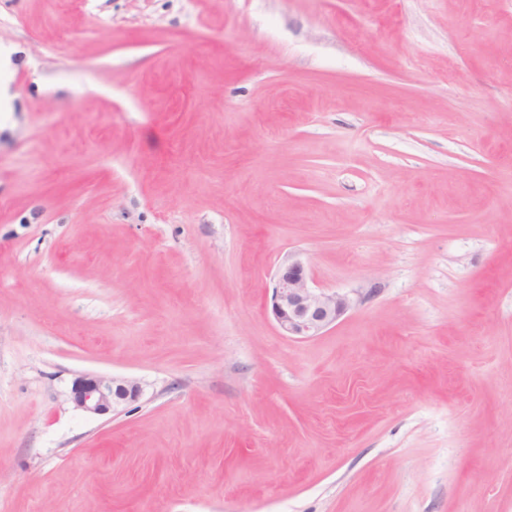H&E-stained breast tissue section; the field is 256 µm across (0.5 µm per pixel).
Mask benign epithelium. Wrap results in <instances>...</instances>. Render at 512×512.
Returning a JSON list of instances; mask_svg holds the SVG:
<instances>
[{
	"label": "benign epithelium",
	"instance_id": "obj_1",
	"mask_svg": "<svg viewBox=\"0 0 512 512\" xmlns=\"http://www.w3.org/2000/svg\"><path fill=\"white\" fill-rule=\"evenodd\" d=\"M357 304L347 292L310 285L305 263L293 257L275 273L271 313L283 336H319ZM141 395L139 384L125 377L84 374L76 378L71 400L78 409L96 415L114 412Z\"/></svg>",
	"mask_w": 512,
	"mask_h": 512
}]
</instances>
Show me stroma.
Here are the masks:
<instances>
[{"instance_id": "stroma-1", "label": "stroma", "mask_w": 512, "mask_h": 512, "mask_svg": "<svg viewBox=\"0 0 512 512\" xmlns=\"http://www.w3.org/2000/svg\"><path fill=\"white\" fill-rule=\"evenodd\" d=\"M1 47L0 512H512V0H0ZM291 256L361 297L321 335ZM357 302L350 293L312 287L306 265L298 257L276 270L271 313L283 336L321 335ZM71 400L78 409L96 415L114 412L141 395L139 384L125 377L84 374L76 378Z\"/></svg>"}]
</instances>
